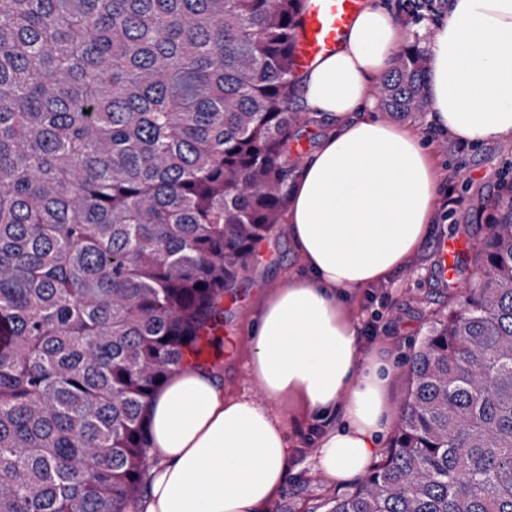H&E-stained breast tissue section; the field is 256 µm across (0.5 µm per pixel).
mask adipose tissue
Here are the masks:
<instances>
[{
    "label": "adipose tissue",
    "mask_w": 512,
    "mask_h": 512,
    "mask_svg": "<svg viewBox=\"0 0 512 512\" xmlns=\"http://www.w3.org/2000/svg\"><path fill=\"white\" fill-rule=\"evenodd\" d=\"M409 37L387 0H370L336 51L303 73L300 103L328 131L288 199L299 268L249 328V367L267 400L226 390L208 368L176 373L149 407L158 463L139 512H266L297 446L279 405L326 421L312 459L331 479L363 476L379 453L390 374L361 360L349 297L404 267L439 204L420 132L373 115V90ZM429 56L431 126L461 143L512 139V0H448Z\"/></svg>",
    "instance_id": "obj_1"
}]
</instances>
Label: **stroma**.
Returning <instances> with one entry per match:
<instances>
[{"label":"stroma","instance_id":"1","mask_svg":"<svg viewBox=\"0 0 512 512\" xmlns=\"http://www.w3.org/2000/svg\"><path fill=\"white\" fill-rule=\"evenodd\" d=\"M375 117L387 123L407 124L422 135L441 174L440 199L431 231L419 252L396 275L351 295L363 357H381L390 367V396L394 413H401L409 386L406 361L415 341L445 317L477 277V247L492 215L507 200L503 180L512 166V141L490 140L478 145H458L429 126L423 112H388L376 108ZM455 238L469 261L465 276L449 284L434 276V245L441 238ZM298 258L285 224L275 226L259 243L235 294L224 299L223 345L208 349L211 368L220 372L225 388L264 401L249 369L248 324L257 302L285 284L288 270ZM284 422L298 441L288 478L268 512H311L330 497L353 490V483L336 482L315 468L313 449L325 425L316 416L285 415Z\"/></svg>","mask_w":512,"mask_h":512}]
</instances>
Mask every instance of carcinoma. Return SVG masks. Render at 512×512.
Here are the masks:
<instances>
[{"label":"carcinoma","mask_w":512,"mask_h":512,"mask_svg":"<svg viewBox=\"0 0 512 512\" xmlns=\"http://www.w3.org/2000/svg\"><path fill=\"white\" fill-rule=\"evenodd\" d=\"M305 0H0V512H136L146 410L280 223ZM405 44L380 85L428 107ZM327 512H512V203Z\"/></svg>","instance_id":"1"}]
</instances>
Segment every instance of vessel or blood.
Listing matches in <instances>:
<instances>
[{"label": "vessel or blood", "instance_id": "obj_1", "mask_svg": "<svg viewBox=\"0 0 512 512\" xmlns=\"http://www.w3.org/2000/svg\"><path fill=\"white\" fill-rule=\"evenodd\" d=\"M368 0H307L303 13L304 34L295 47L299 67L335 50L355 16Z\"/></svg>", "mask_w": 512, "mask_h": 512}]
</instances>
